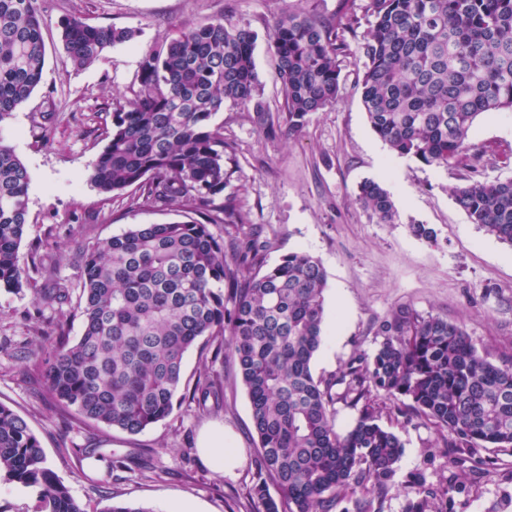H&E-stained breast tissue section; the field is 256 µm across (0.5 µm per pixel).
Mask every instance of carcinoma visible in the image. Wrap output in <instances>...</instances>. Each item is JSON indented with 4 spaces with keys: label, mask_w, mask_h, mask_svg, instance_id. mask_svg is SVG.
<instances>
[{
    "label": "carcinoma",
    "mask_w": 512,
    "mask_h": 512,
    "mask_svg": "<svg viewBox=\"0 0 512 512\" xmlns=\"http://www.w3.org/2000/svg\"><path fill=\"white\" fill-rule=\"evenodd\" d=\"M353 2L339 0L331 18L287 9L274 19L269 38L285 96L279 121L258 90L255 30L217 17L145 53L136 100L112 113L89 181L102 194L133 190L135 204L179 205L187 216L136 224L80 255L82 333L72 341L59 332L43 371L63 411L84 424L139 434L172 413L185 354L199 339L216 342V358L230 348L259 440L256 512H332L344 501L342 512H377L356 490L385 488L403 452L398 436L379 423L380 396L403 402L398 413L447 432L450 448L512 449V360L495 365L462 326L400 307L378 325L382 341L372 357L354 356L339 374L316 379L311 361L325 339L321 262L295 251L266 267L257 241L227 250L210 231L212 224L243 223L234 193L226 192L231 157L213 117L230 101L254 113L267 134L283 127L291 134L334 104ZM365 10L374 18L359 46L372 130L400 157L462 169L456 202L471 223L512 245V178H482L487 150L469 143L480 115L512 111V0H366ZM42 23L37 0H0V123L41 81ZM59 26L75 67L135 35L79 17ZM30 179L13 148L0 142V289L8 291L31 285L18 261ZM357 201L378 223L396 222L382 183H360ZM247 265L255 271L244 278ZM36 272L52 283L39 301L71 303L73 289L55 266ZM222 394L207 376L193 389L202 402ZM338 403L358 411L344 432L335 427ZM0 477L36 489V512H85L46 466L27 421L3 403ZM271 483L278 502L268 493ZM404 512H434L423 482Z\"/></svg>",
    "instance_id": "obj_1"
}]
</instances>
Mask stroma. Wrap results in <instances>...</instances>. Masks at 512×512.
<instances>
[{
	"label": "stroma",
	"mask_w": 512,
	"mask_h": 512,
	"mask_svg": "<svg viewBox=\"0 0 512 512\" xmlns=\"http://www.w3.org/2000/svg\"><path fill=\"white\" fill-rule=\"evenodd\" d=\"M315 7L333 16L338 0H38L45 21V65L31 98L0 123V141L10 145L31 174L29 222L19 263L32 269L56 265L61 277L78 284L74 261L88 246L136 224L177 220L173 210L133 204L130 196L107 198L88 180L104 148V132L115 108L127 105L137 86L140 63L152 46L171 40L183 27L223 16L246 25L259 39L254 59L259 92L280 115L284 91L267 36L283 8ZM76 16L99 26L126 27L136 37L112 47L94 63H65L58 22ZM373 19L356 7L353 33L340 58L335 104L311 114L301 132L268 136L250 112L225 105L215 124L233 159L231 188L244 221L215 224L224 242L259 235L266 265L293 251L317 257L326 272L324 330L327 338L311 362L314 377L328 378L357 355L372 356L376 327L392 310L409 306L463 325L478 353L493 364L512 359V245L472 224L457 205V169L429 167L393 153L373 132L361 95L359 46ZM470 141L498 153H512V112H490L476 120ZM373 179L390 191L399 212L395 224H381L357 201L361 182ZM432 227L436 241L415 236L412 225ZM64 329L82 332L76 306L38 302L32 288L0 290V403L23 416L37 436L47 466L87 512L128 502L149 512H170L189 503L198 512H254L251 498L258 438L250 403L232 354L213 359V344L199 340L184 358L183 388L199 376L224 387L220 405L199 408L175 399L172 413L139 434L79 423L58 407L39 378L24 375L15 356L20 347ZM396 401L380 403V422L403 444V455L378 501L380 512H404L417 480L441 495L454 470L448 463V435L422 417H401ZM223 427L239 448L242 465L233 476L211 468L198 449L209 426ZM94 449L83 457L82 449ZM468 479L451 512H512V450L472 451Z\"/></svg>",
	"instance_id": "1"
}]
</instances>
